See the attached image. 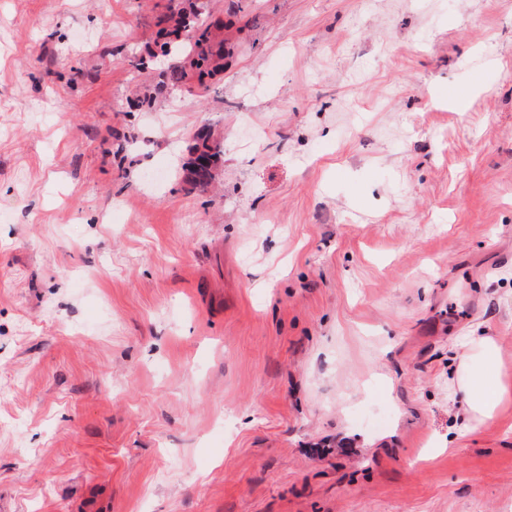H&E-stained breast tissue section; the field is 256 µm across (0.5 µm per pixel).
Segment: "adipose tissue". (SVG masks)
Listing matches in <instances>:
<instances>
[{
  "instance_id": "obj_1",
  "label": "adipose tissue",
  "mask_w": 512,
  "mask_h": 512,
  "mask_svg": "<svg viewBox=\"0 0 512 512\" xmlns=\"http://www.w3.org/2000/svg\"><path fill=\"white\" fill-rule=\"evenodd\" d=\"M455 392L472 421L495 419L508 394L499 350L488 336L467 337L454 370Z\"/></svg>"
}]
</instances>
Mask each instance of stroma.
<instances>
[{
  "instance_id": "35a3bbf8",
  "label": "stroma",
  "mask_w": 512,
  "mask_h": 512,
  "mask_svg": "<svg viewBox=\"0 0 512 512\" xmlns=\"http://www.w3.org/2000/svg\"><path fill=\"white\" fill-rule=\"evenodd\" d=\"M234 3L141 112L169 0H0V512H512V0ZM208 129L210 128L203 127L194 133L193 144L190 147V152L193 150L198 151L200 148H208L214 152L216 163L213 167L209 168L203 163L198 164L189 160L188 165L185 168L187 173L184 182L188 186V191L190 192L196 190L204 192L209 188L214 178L213 169L221 155L220 144L212 139L211 130ZM455 394L469 421L495 419L508 396L497 343L489 336H468L454 369Z\"/></svg>"
}]
</instances>
